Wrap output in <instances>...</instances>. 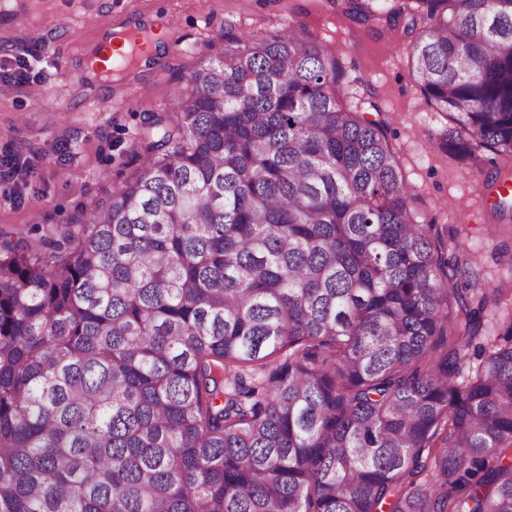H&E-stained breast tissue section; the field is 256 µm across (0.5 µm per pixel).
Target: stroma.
Masks as SVG:
<instances>
[{"label": "stroma", "mask_w": 512, "mask_h": 512, "mask_svg": "<svg viewBox=\"0 0 512 512\" xmlns=\"http://www.w3.org/2000/svg\"><path fill=\"white\" fill-rule=\"evenodd\" d=\"M154 16L166 18L173 42L118 78L88 79L87 50L117 19ZM290 19L337 54L343 101L378 107L422 221L447 225L449 246L474 257L481 279L512 290V219L496 218L491 190L434 147L448 118L414 81L411 36L355 22L326 0H0V67L27 79L0 81V155L21 163L0 180V237L38 248L42 235L108 201L138 170L151 115L174 111L179 80L223 50L225 29L265 34Z\"/></svg>", "instance_id": "obj_1"}]
</instances>
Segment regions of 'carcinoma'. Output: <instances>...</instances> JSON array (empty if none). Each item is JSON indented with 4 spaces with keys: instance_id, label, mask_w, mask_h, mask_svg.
<instances>
[{
    "instance_id": "carcinoma-1",
    "label": "carcinoma",
    "mask_w": 512,
    "mask_h": 512,
    "mask_svg": "<svg viewBox=\"0 0 512 512\" xmlns=\"http://www.w3.org/2000/svg\"><path fill=\"white\" fill-rule=\"evenodd\" d=\"M327 2L405 20L438 147L512 176V0ZM346 80L226 29L106 205L0 242V512H512V309Z\"/></svg>"
}]
</instances>
